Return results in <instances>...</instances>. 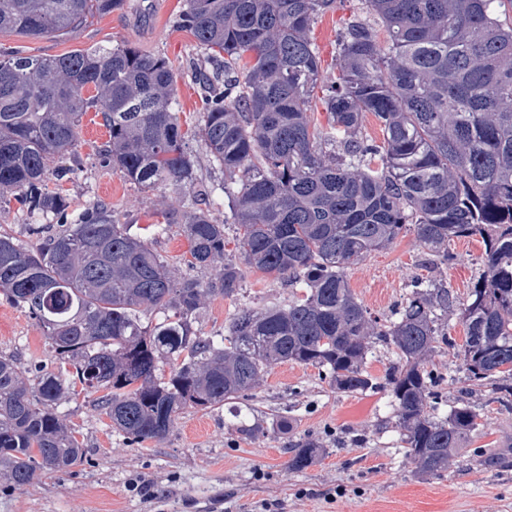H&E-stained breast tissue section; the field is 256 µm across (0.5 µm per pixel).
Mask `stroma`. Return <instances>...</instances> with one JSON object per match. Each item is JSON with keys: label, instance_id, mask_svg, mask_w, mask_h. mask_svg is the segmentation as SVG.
<instances>
[{"label": "stroma", "instance_id": "1", "mask_svg": "<svg viewBox=\"0 0 512 512\" xmlns=\"http://www.w3.org/2000/svg\"><path fill=\"white\" fill-rule=\"evenodd\" d=\"M185 0H126L123 9L97 16L56 38L0 33V46L28 56L63 55L96 45H132L164 55L176 75L174 109L183 126L198 123L201 86L192 68L200 57L194 37L178 27ZM360 0H336L316 18L311 36L325 76L336 74V38L345 22L360 14ZM108 139L102 118L83 115L75 150V173L67 183L70 217L104 202L118 223L143 227L160 223L170 205L190 201L196 187L223 183L224 171L204 145L190 141L195 186L171 182L142 189L114 169L100 165L97 149ZM455 259L429 268L428 250L413 231L399 235L347 271L355 296L372 315L391 316L411 293L415 277L435 278L453 303L448 333L456 344L437 350L429 367L442 379L438 406L446 416L464 385V326L456 310L482 274V246L461 239L450 246ZM288 286L248 268L242 288L232 297L207 298L196 325L205 336L223 333L239 307L260 309L299 295ZM15 357L22 368L54 371L48 340L30 314L0 294V355ZM394 359L390 347L375 344L366 370L380 386L361 394L336 392L321 370L292 362L271 365L251 401L229 400L211 410L180 415L160 442L133 445L95 407L93 395L78 390L63 401L59 414L82 442L83 464L38 475L18 488L0 479V512H261L277 503V512H512V409L492 402L489 391L470 401L481 426L447 470L421 476L407 458L394 426L395 407L382 388ZM256 422L250 436L234 426L237 415ZM290 423L281 430L280 420ZM318 441L316 461L301 472L289 470L291 448L304 439Z\"/></svg>", "mask_w": 512, "mask_h": 512}]
</instances>
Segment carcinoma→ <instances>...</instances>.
I'll use <instances>...</instances> for the list:
<instances>
[{
  "label": "carcinoma",
  "mask_w": 512,
  "mask_h": 512,
  "mask_svg": "<svg viewBox=\"0 0 512 512\" xmlns=\"http://www.w3.org/2000/svg\"><path fill=\"white\" fill-rule=\"evenodd\" d=\"M361 2L368 17L339 32L328 80L311 27L335 0H186L178 23L217 67L201 74L199 123L185 130L163 56L128 45L49 57L0 47V191L32 216L60 219L58 231L29 225L33 247L0 232V292L43 327L57 364L30 380L0 356V477L22 487L83 462L55 412L78 384L141 444L164 439L185 409L248 399L275 363L315 366L340 393L370 390L363 365L378 342L396 355L385 388L406 454L421 474L447 469L480 426L464 401L435 415L443 392L427 361L454 345L448 290L417 277L396 319L382 321L346 276L409 224L441 265L451 242L481 239L484 272L460 308L463 361L470 386L494 382L495 400L512 408V25L499 19L502 0ZM124 3L0 0V32L62 36ZM318 88L324 130L308 116ZM91 109L109 135L102 166L144 189L194 184L196 137L224 169V223L195 207L157 225H182L188 269L219 263L216 277L175 279L104 203L65 223L69 200L46 181L71 180L67 159ZM368 114L379 142L363 132ZM230 227L248 267L302 284V295L243 308L224 335L202 336L194 324L206 298L234 296L243 281L224 254ZM145 311L160 314L154 326ZM319 452L317 441L299 442L288 468L306 469Z\"/></svg>",
  "instance_id": "cac0c4a2"
}]
</instances>
